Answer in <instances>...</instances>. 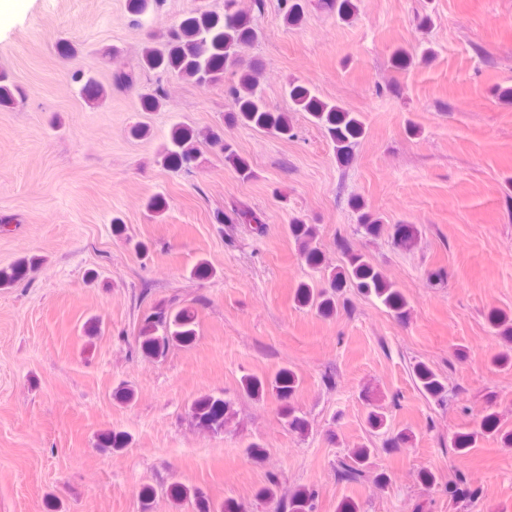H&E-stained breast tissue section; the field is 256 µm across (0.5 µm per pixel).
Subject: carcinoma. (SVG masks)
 Instances as JSON below:
<instances>
[{"label": "carcinoma", "instance_id": "carcinoma-1", "mask_svg": "<svg viewBox=\"0 0 512 512\" xmlns=\"http://www.w3.org/2000/svg\"><path fill=\"white\" fill-rule=\"evenodd\" d=\"M342 20L350 19L358 10L356 0H331ZM258 32L251 24L247 14L238 8V0H224V14L201 12L183 20L178 26L170 28L165 43H149L142 50V66L147 69L163 68L181 77L191 79L199 85L217 83L224 78V70L232 66L233 80L228 88L232 110L224 114V120L232 124H241L254 129L269 131L283 139L295 137L294 126L286 112L271 108L258 93L259 71L254 67H239L242 50L256 40ZM432 56V50L422 49L420 54H412L397 49L391 56L396 68L411 64H425ZM288 97L291 111L305 112L309 120L320 127L330 139L336 158L342 162L348 160L354 146L365 133L360 116L349 111L335 100H324L314 94L307 86L292 84ZM202 135L191 129L177 127L160 152V162L172 170L189 168L196 162L200 150L198 139ZM204 141L218 149L224 163L232 166L243 179L252 177L250 163L242 157L231 143L224 141L219 133L211 131L203 135ZM359 211V227L366 237H376L383 231L380 217L365 210L362 203H356ZM290 234L302 245L301 256L310 269L322 268L320 250L313 246L318 231L315 225L295 219L288 225ZM416 236L414 227L400 224L394 230L396 242L408 249ZM26 271L22 263L9 269H0V288L9 287L18 281ZM322 284L303 282L295 290L294 299L303 306L316 310L322 316H330L337 311L338 300L344 288L351 286L360 293L375 297L392 315L402 320L407 315L408 301L404 293L390 282L381 268L362 250L348 249L343 263L322 274ZM491 323L503 335L508 346L492 357V363L500 368L512 367V314L499 310L491 313ZM197 335L194 313L187 308L173 306L160 307L151 313L139 329L140 348L149 357H161L173 345H187ZM413 375L418 388L433 398H443L447 393L445 381L430 366L418 362L413 366ZM300 386V378L289 368H281L271 376L244 374L240 378V388L248 396L261 400L271 394L279 403L278 413L288 429L305 434L309 430V421L294 404V396ZM192 412L196 420L204 427L218 431L224 428L229 414V405L221 398L204 395L197 399ZM366 423L374 435L386 436L388 448H399L407 443L410 433L400 431L391 434L388 431V415L380 404H371ZM492 437L507 446H512V431H505L499 424L496 413L484 414L475 426L456 433L452 447L455 454L466 456L475 447L478 439ZM374 449L360 445L347 456L338 460L336 472L340 479L359 483L371 464ZM172 495L179 500L191 501L195 512H244V508L233 501L217 508L204 493L196 488L175 484ZM256 497L274 505V512H313L314 491L299 488L288 497L277 495V484L270 480L262 487Z\"/></svg>", "mask_w": 512, "mask_h": 512}]
</instances>
